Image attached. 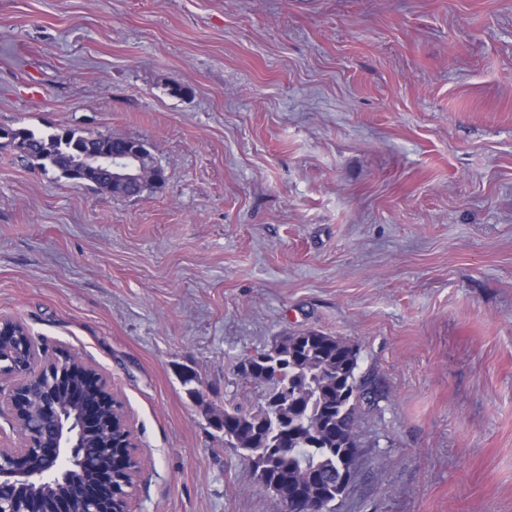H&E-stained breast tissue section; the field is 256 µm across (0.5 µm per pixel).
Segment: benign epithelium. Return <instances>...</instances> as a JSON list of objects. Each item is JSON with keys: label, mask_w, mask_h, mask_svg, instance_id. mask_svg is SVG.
<instances>
[{"label": "benign epithelium", "mask_w": 512, "mask_h": 512, "mask_svg": "<svg viewBox=\"0 0 512 512\" xmlns=\"http://www.w3.org/2000/svg\"><path fill=\"white\" fill-rule=\"evenodd\" d=\"M150 152V145L134 139L121 151L105 149L92 153L94 186L104 182L119 183L126 195L135 197L152 184L166 181L159 164L149 169L132 171L126 167ZM19 335L4 325L0 316V377L15 382L7 389L0 387V407H7L16 424L20 425L23 443L19 448H0V488L9 487L10 494L0 495V512H47L38 490L51 488L56 492L55 512H71V504L80 501L83 512H129L125 489L135 484L142 473L137 448L139 442L130 424L127 410L119 406L107 378L74 354L55 359L39 356L19 362L16 344ZM60 379L77 377L63 401L48 393L37 401L31 400L28 386L42 383L53 376ZM118 433L107 440L105 449L86 440L106 419ZM104 453L108 459H122V487L112 486V475L104 480L107 488L94 491L85 479V472L95 469L90 457Z\"/></svg>", "instance_id": "1"}]
</instances>
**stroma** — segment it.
Wrapping results in <instances>:
<instances>
[{
  "mask_svg": "<svg viewBox=\"0 0 512 512\" xmlns=\"http://www.w3.org/2000/svg\"><path fill=\"white\" fill-rule=\"evenodd\" d=\"M0 126L166 173L0 148V315L124 400L132 512H275L215 417L308 330L376 393L335 512H512V0H0ZM13 130L15 134L10 143L15 144L24 157L30 161L39 162L38 164L45 169L49 165L75 185L82 184L83 176L82 170L74 166V160L81 155L89 143L93 144L106 138L112 147L113 144L119 145L129 139L102 134L83 135L75 129L64 127L56 128L47 134H36L27 128ZM133 139V138H131ZM132 143H126L123 150H112L110 154L106 148L92 153L95 180L92 184L98 187L101 183H119L126 190L128 197H136L140 191L149 184L159 186L165 183L166 176L161 166L156 163L150 169H144L140 164L137 171L126 167L129 160H136L151 152L150 145L146 142L133 139ZM113 158V159H112Z\"/></svg>",
  "mask_w": 512,
  "mask_h": 512,
  "instance_id": "1",
  "label": "stroma"
}]
</instances>
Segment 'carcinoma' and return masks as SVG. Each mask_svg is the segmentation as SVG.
<instances>
[{"instance_id":"obj_1","label":"carcinoma","mask_w":512,"mask_h":512,"mask_svg":"<svg viewBox=\"0 0 512 512\" xmlns=\"http://www.w3.org/2000/svg\"><path fill=\"white\" fill-rule=\"evenodd\" d=\"M103 138L111 145L124 142L60 127L47 134L16 128L12 143L28 160L49 166L80 185L83 176L74 160L88 144ZM358 356L356 346L335 336L318 331L290 334L278 364L255 363L252 375L242 378L245 385L268 386L264 403L248 413L232 403L224 407L221 427L238 426L236 450L244 459L249 451L270 447L283 425L294 431L288 452L270 458L263 470L267 481L280 484L282 497L302 488L329 506L336 501L337 482L350 467V451L360 447L359 405L370 394L356 377ZM267 372L292 385L286 422L272 406L277 387L265 379Z\"/></svg>"}]
</instances>
